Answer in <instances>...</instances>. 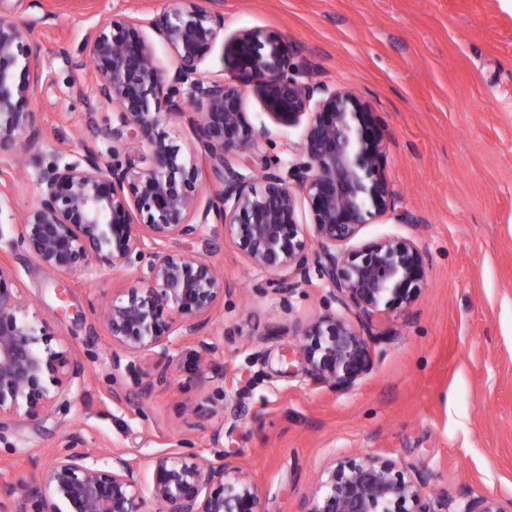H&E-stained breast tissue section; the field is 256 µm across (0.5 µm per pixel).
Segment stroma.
<instances>
[{"instance_id": "obj_1", "label": "stroma", "mask_w": 512, "mask_h": 512, "mask_svg": "<svg viewBox=\"0 0 512 512\" xmlns=\"http://www.w3.org/2000/svg\"><path fill=\"white\" fill-rule=\"evenodd\" d=\"M170 0H0V14L25 27L40 48L42 86L35 108L40 148L20 154L0 195V231L13 234L37 199V162L84 146L107 150L97 125L112 104L96 101L81 48L101 18L142 21ZM224 33L239 29L287 42L311 77L350 90L383 134L382 164L416 227L369 220L357 241L410 236L423 250L426 277L410 309L382 316L387 336L374 368L346 392L310 385L292 336L253 360L239 339L200 361L181 343L173 379L146 399L129 397L125 372L112 368V345L93 304L132 284V271L91 282L61 276L36 260L14 266L15 285L88 366L70 411L40 428L0 433V481L44 474L64 435L79 427L98 460L132 451L143 476L152 459L184 439L212 461L232 460L262 490L265 512H294L327 463L379 455L429 475V491L459 499L512 497V0H217ZM246 118L263 136L270 161L288 156L302 127L274 124L255 94ZM187 251L224 277V304L212 331L242 334L309 321L324 310L318 279L302 284L284 309L226 233H204ZM242 398L233 432L223 413L192 429L185 403ZM221 429L212 439L213 429Z\"/></svg>"}]
</instances>
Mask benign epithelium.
Wrapping results in <instances>:
<instances>
[{
  "label": "benign epithelium",
  "mask_w": 512,
  "mask_h": 512,
  "mask_svg": "<svg viewBox=\"0 0 512 512\" xmlns=\"http://www.w3.org/2000/svg\"><path fill=\"white\" fill-rule=\"evenodd\" d=\"M150 27L177 58L167 71L156 62L140 20H102L82 54L91 63L96 96L116 111L99 128L107 152L87 147L66 159L54 154L39 166L36 203L0 252L16 261L34 258L63 276L96 280L123 267L136 284L113 293L101 310L112 343V368L125 371L147 397L174 366L176 341L198 343L206 356L224 351L210 334L224 280L207 259L184 249L206 229L228 232L237 249L267 277L286 306L315 271L328 287L324 312L295 326L300 369L310 383L348 391L370 373L384 333L380 317L409 309L425 278V255L411 237L348 244L368 219L390 216L413 227L398 207L381 165L382 133L372 112L350 91L309 79L278 39L242 29L224 44L229 78L207 77L200 66L224 37V14L192 6L164 10ZM37 50L27 31L0 15V159H15L17 144L37 147L43 128L34 111L40 84ZM252 91L270 118L293 127L308 122L288 146L287 166L260 160L261 140L243 111ZM185 118L217 185L202 200L200 168L184 159L161 118ZM145 149L120 155L119 146ZM312 213L316 248L298 221L300 200ZM11 267L0 264V429L11 423L43 426L67 412L85 363L30 309L13 287ZM336 304L344 313L331 308ZM283 327L251 335L255 356ZM195 424L214 413L204 398L188 406ZM167 451L153 458L149 482L124 450L99 464L78 430L66 434L39 481L19 479L0 512H264L261 490L231 460L199 462L196 454ZM326 478L300 497L296 512H512V498L470 495L456 506L427 491L420 473L380 456L337 458Z\"/></svg>",
  "instance_id": "1"
}]
</instances>
